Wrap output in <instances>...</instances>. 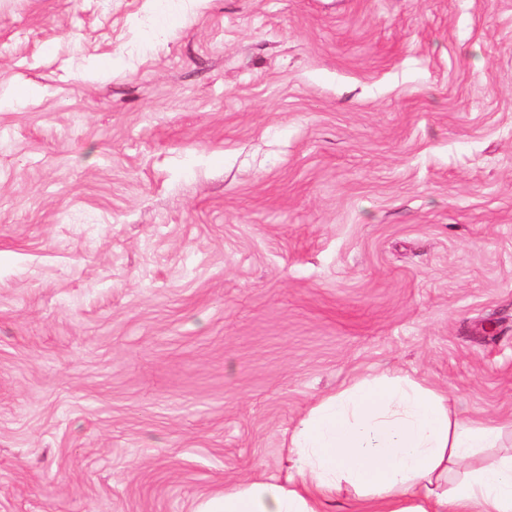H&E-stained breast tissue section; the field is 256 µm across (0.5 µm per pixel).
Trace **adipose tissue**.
Wrapping results in <instances>:
<instances>
[{"instance_id": "adipose-tissue-1", "label": "adipose tissue", "mask_w": 512, "mask_h": 512, "mask_svg": "<svg viewBox=\"0 0 512 512\" xmlns=\"http://www.w3.org/2000/svg\"><path fill=\"white\" fill-rule=\"evenodd\" d=\"M500 426L452 413L447 394L380 373L323 398L290 441L283 480L250 481L225 490L203 512H326L343 486L357 512H512V454L451 480L474 449L495 447Z\"/></svg>"}]
</instances>
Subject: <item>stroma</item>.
<instances>
[{"mask_svg": "<svg viewBox=\"0 0 512 512\" xmlns=\"http://www.w3.org/2000/svg\"><path fill=\"white\" fill-rule=\"evenodd\" d=\"M0 512H196L388 372L512 451V0H0Z\"/></svg>", "mask_w": 512, "mask_h": 512, "instance_id": "35a3bbf8", "label": "stroma"}]
</instances>
